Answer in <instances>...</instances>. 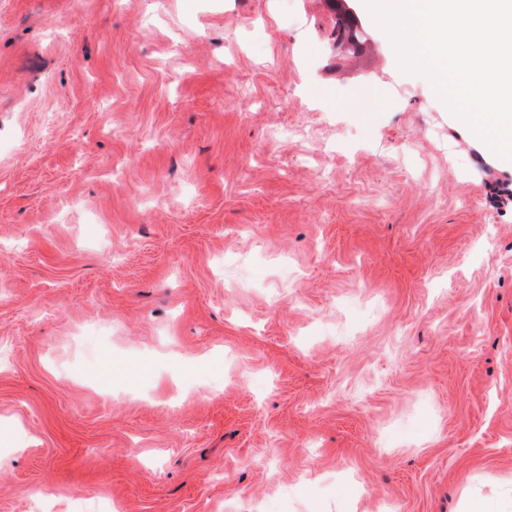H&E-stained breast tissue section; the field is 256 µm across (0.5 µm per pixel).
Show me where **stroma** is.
I'll return each instance as SVG.
<instances>
[{"mask_svg":"<svg viewBox=\"0 0 512 512\" xmlns=\"http://www.w3.org/2000/svg\"><path fill=\"white\" fill-rule=\"evenodd\" d=\"M346 5L0 0V512H512V165ZM345 0H334L333 9L336 12V34L346 38L351 45H356L361 32L356 28L351 13L342 7Z\"/></svg>","mask_w":512,"mask_h":512,"instance_id":"1","label":"stroma"}]
</instances>
